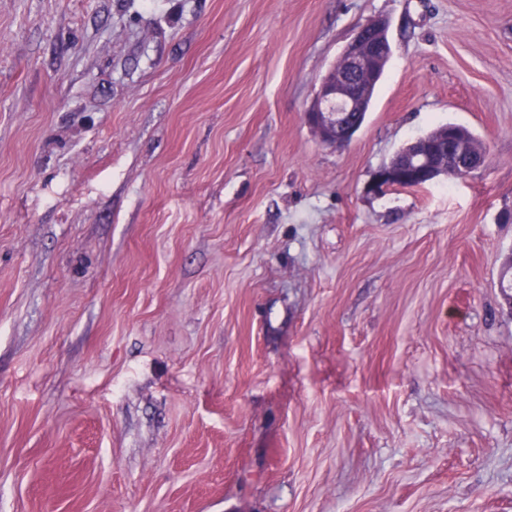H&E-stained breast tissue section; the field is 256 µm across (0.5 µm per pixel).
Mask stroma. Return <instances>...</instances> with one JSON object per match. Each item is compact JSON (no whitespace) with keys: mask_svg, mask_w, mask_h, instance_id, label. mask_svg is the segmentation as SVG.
<instances>
[{"mask_svg":"<svg viewBox=\"0 0 512 512\" xmlns=\"http://www.w3.org/2000/svg\"><path fill=\"white\" fill-rule=\"evenodd\" d=\"M507 211L512 0H0V512H512ZM392 55L388 25L377 19L362 27L322 78L306 120L322 140L339 148L356 133L353 115L362 112ZM374 86V87H373ZM367 112L357 120L362 124ZM408 149L402 161L389 163L375 174L371 188L380 192L388 188H417L434 183L439 177L450 174L452 158L457 161L466 156V149L481 158L486 148H477L459 144L448 149V135L438 139L420 136L408 143ZM448 151L450 154H448Z\"/></svg>","mask_w":512,"mask_h":512,"instance_id":"obj_1","label":"stroma"}]
</instances>
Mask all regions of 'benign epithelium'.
<instances>
[{
	"label": "benign epithelium",
	"mask_w": 512,
	"mask_h": 512,
	"mask_svg": "<svg viewBox=\"0 0 512 512\" xmlns=\"http://www.w3.org/2000/svg\"><path fill=\"white\" fill-rule=\"evenodd\" d=\"M392 55L385 20L377 19L362 27L322 78L318 94L306 120L322 140L341 147L353 137L357 126L353 115L364 110L382 78ZM472 153L482 156L484 150L459 144L448 148V135L438 139L420 136L409 142L404 159L381 167L371 188L380 192L388 188H417L434 183L450 174L452 160Z\"/></svg>",
	"instance_id": "1"
}]
</instances>
